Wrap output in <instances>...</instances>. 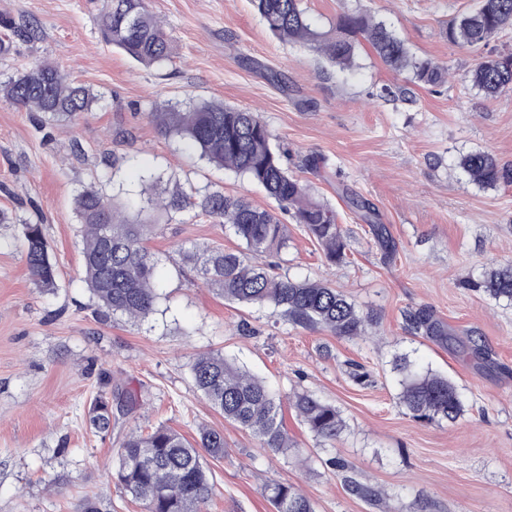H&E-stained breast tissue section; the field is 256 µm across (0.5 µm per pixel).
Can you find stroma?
Returning <instances> with one entry per match:
<instances>
[{"label": "stroma", "instance_id": "obj_1", "mask_svg": "<svg viewBox=\"0 0 512 512\" xmlns=\"http://www.w3.org/2000/svg\"><path fill=\"white\" fill-rule=\"evenodd\" d=\"M176 56L145 67L105 45L102 0H0L28 40L0 28V80L36 60L51 61L100 100L75 122L51 121L0 97V512H144L117 481V450L130 431L170 426L196 440L201 427L224 434V454L207 458L214 491L207 512H274L266 485L299 488L315 512H512V306L464 278L486 263H512V185L483 189L458 169L480 151L512 165V93L489 98L464 75L473 53L449 44L448 23L475 0H302L314 27L345 12L386 21L417 55L447 66L438 87L389 69L368 45L354 65L327 64L309 46L265 28L250 0H148ZM392 95L383 97L382 87ZM221 101L258 112L314 197L336 212L348 237L345 263L328 264L300 224L288 249L269 256L279 273L323 279L362 311L377 313L370 339H339L292 326L269 308L224 300L202 284L181 252L229 251L242 242L193 211L159 215L146 245L158 258V311L137 325L100 315L84 281L74 198L94 185L137 220L142 175L167 187L210 186L277 211L264 189L218 169L149 118L164 105ZM357 193L373 203L392 240L385 251L347 207ZM39 224L56 266L55 291L37 288L22 247L23 224ZM432 307L448 326L440 343L408 333L403 314ZM488 359L465 351L468 340ZM447 374L464 401L453 423H422L398 404L395 353ZM219 352L264 378L281 398L308 392L342 412L335 444L318 441L290 406L282 413L298 455H271L196 391L191 363ZM139 399L96 431L90 409L100 375ZM339 456L359 480L380 487L381 503L350 494L326 466Z\"/></svg>", "mask_w": 512, "mask_h": 512}]
</instances>
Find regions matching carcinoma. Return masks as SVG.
<instances>
[{
  "label": "carcinoma",
  "mask_w": 512,
  "mask_h": 512,
  "mask_svg": "<svg viewBox=\"0 0 512 512\" xmlns=\"http://www.w3.org/2000/svg\"><path fill=\"white\" fill-rule=\"evenodd\" d=\"M266 29L278 38L312 47L329 64L342 69L354 63L361 42L368 43L379 59L395 71H407L411 80L435 87L445 82V69L431 58L413 55L405 40L387 25L359 12L344 13L336 26L321 32L312 28L301 0H251ZM97 26L105 44L121 50L145 65H163L173 55V43L146 0H103ZM512 26V0H477L475 8L455 18L445 31L448 43L479 51L500 31ZM465 81L488 97L512 89V55H482L465 74ZM0 94L20 108L41 112L57 121H75L99 100L89 87L71 79L48 60L22 68L0 82ZM158 130L180 137L217 168H227L261 186L297 224L306 227L323 247L331 264L346 258L347 239L336 214L311 198L308 186L288 167L285 152L273 144L272 134L255 112L222 102H201L187 110L167 105L150 113ZM458 167L478 187L512 184V169L490 154L462 156ZM354 209L373 222L375 208L369 200L347 198ZM148 205L167 214L196 210L217 224H227L253 254H279L288 246L285 225L272 212L253 206L209 187L189 192L174 189L150 197ZM76 215L82 228V257L88 288L105 316H125L133 322L156 313L157 260L145 246L150 224H133L122 218L109 198L95 188L76 198ZM24 253L34 284L55 288L56 269L50 260L42 226L23 225ZM186 261L199 266L203 283L224 299L248 306L269 307L272 313L305 329L320 328L343 339L368 335L378 325L372 312H362L331 285L317 280H298L275 273L268 264H252L242 253L221 248L188 252ZM468 287L480 288L496 301L512 305V264L484 268ZM407 331L428 338L448 335L447 327L428 306L405 314ZM399 378V404L416 420L454 422L464 412V402L448 376L420 370L407 352L392 359ZM195 389L224 419L250 431L262 447L275 456L290 450L288 432L280 416V399L260 377L237 366L220 353L198 355L191 364ZM292 406L317 439L335 442L346 428L336 406L300 393ZM90 421L106 431L112 422V400L102 393L91 408ZM224 454V434L202 429L193 445L175 429L161 425L152 432H131L118 450L115 475L145 512H205L213 494V482L203 453ZM359 498L378 501L380 491L348 480ZM266 495L275 512H314L311 501L296 487L272 483Z\"/></svg>",
  "instance_id": "carcinoma-1"
}]
</instances>
